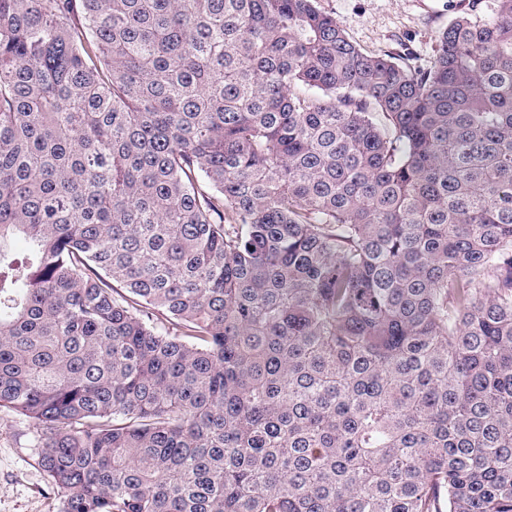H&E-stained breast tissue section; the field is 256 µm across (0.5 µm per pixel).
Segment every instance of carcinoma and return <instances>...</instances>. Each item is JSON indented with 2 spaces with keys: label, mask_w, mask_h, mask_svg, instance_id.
<instances>
[{
  "label": "carcinoma",
  "mask_w": 512,
  "mask_h": 512,
  "mask_svg": "<svg viewBox=\"0 0 512 512\" xmlns=\"http://www.w3.org/2000/svg\"><path fill=\"white\" fill-rule=\"evenodd\" d=\"M10 414L62 512H512V0L426 68L317 0H0Z\"/></svg>",
  "instance_id": "1"
}]
</instances>
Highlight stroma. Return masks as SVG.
I'll return each instance as SVG.
<instances>
[{"label": "stroma", "instance_id": "obj_1", "mask_svg": "<svg viewBox=\"0 0 512 512\" xmlns=\"http://www.w3.org/2000/svg\"><path fill=\"white\" fill-rule=\"evenodd\" d=\"M362 51L409 52L412 65H430L438 33L469 0H317ZM32 426L0 419V512H62V502L29 442Z\"/></svg>", "mask_w": 512, "mask_h": 512}]
</instances>
